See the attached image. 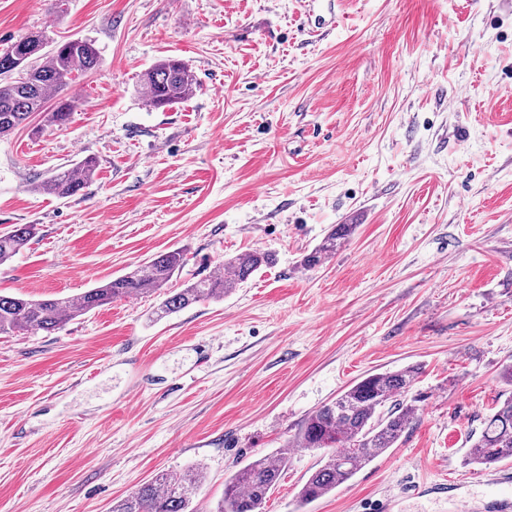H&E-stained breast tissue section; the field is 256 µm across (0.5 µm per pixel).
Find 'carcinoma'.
I'll use <instances>...</instances> for the list:
<instances>
[{
  "label": "carcinoma",
  "instance_id": "cac0c4a2",
  "mask_svg": "<svg viewBox=\"0 0 512 512\" xmlns=\"http://www.w3.org/2000/svg\"><path fill=\"white\" fill-rule=\"evenodd\" d=\"M40 34L23 36L0 51V75L13 72L23 76L0 83V136L8 135L36 112L44 114L51 126H64L72 106L60 100L45 111L46 103L99 62L98 52L87 39H71L47 49ZM197 85L194 72L181 59L167 58L150 68L142 89L155 108L190 97ZM97 169L94 158L61 166L36 191L68 198L91 181ZM353 224H337L322 243L303 259L306 268L323 264L336 253L341 241L351 235ZM37 234L35 224H16L0 232V264L27 248ZM272 255L264 251L242 252L224 262V275L197 281L168 295L159 305L160 318L180 312L200 301L222 299L233 288L246 283ZM184 264L179 250L162 252L123 276L91 288L77 297L40 300L0 294V334L42 331L52 334L63 324L114 300L150 293L163 287ZM417 365L371 374L356 382L310 414L294 444L323 449L319 468L311 473L299 492L310 503L351 479L387 449L394 447L417 412L418 398H408L420 374ZM512 459V397L499 402L486 419L481 432L472 439L466 462L495 465ZM288 462L283 453L259 457L226 482L224 498L217 512H262L271 490ZM204 483L196 468L180 475L161 474L141 484L124 498L112 503L110 512H190L191 504Z\"/></svg>",
  "mask_w": 512,
  "mask_h": 512
}]
</instances>
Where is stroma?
I'll list each match as a JSON object with an SVG mask.
<instances>
[{"mask_svg":"<svg viewBox=\"0 0 512 512\" xmlns=\"http://www.w3.org/2000/svg\"><path fill=\"white\" fill-rule=\"evenodd\" d=\"M34 32L92 40L61 91L69 123L0 138V231L34 224L0 292L77 296L160 252L167 287L53 335L0 334V512H109L199 467L215 512L250 461L287 452L263 512H495L500 465L465 462L512 395V0H0V49ZM176 57L191 97L148 106ZM92 157L59 199L35 187ZM338 224L322 266L303 257ZM268 252L224 299L165 318L169 291ZM422 368L388 449L300 505L323 458L304 420L368 374ZM197 85L194 72L181 59L167 58L150 68L142 79V89L154 108L190 97ZM354 228V225L351 224L335 225L329 231L322 243L304 257V266L308 269H312L323 264L336 253L337 246L341 244L342 240H345L351 235Z\"/></svg>","mask_w":512,"mask_h":512,"instance_id":"1","label":"stroma"}]
</instances>
